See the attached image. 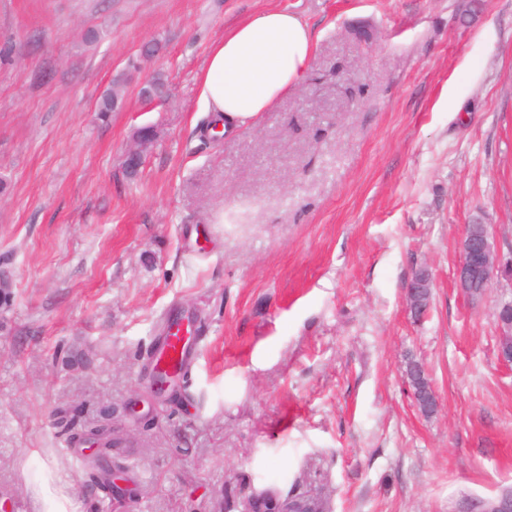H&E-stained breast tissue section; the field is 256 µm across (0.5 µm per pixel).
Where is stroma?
Segmentation results:
<instances>
[{"instance_id": "obj_1", "label": "stroma", "mask_w": 512, "mask_h": 512, "mask_svg": "<svg viewBox=\"0 0 512 512\" xmlns=\"http://www.w3.org/2000/svg\"><path fill=\"white\" fill-rule=\"evenodd\" d=\"M268 6L318 35L310 76L205 138L209 49ZM120 76L125 105L101 117ZM158 76L165 95L147 98ZM476 217L512 258V0H0V504L112 512L64 415L120 431L126 512H238L272 486L326 512L512 491L495 316L512 281L479 305L456 284ZM183 310L197 353L165 400L146 363ZM405 371L411 388L419 393L422 401H426L433 394V389L423 366L418 361L409 359Z\"/></svg>"}]
</instances>
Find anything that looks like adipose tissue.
Here are the masks:
<instances>
[{
    "mask_svg": "<svg viewBox=\"0 0 512 512\" xmlns=\"http://www.w3.org/2000/svg\"><path fill=\"white\" fill-rule=\"evenodd\" d=\"M315 50L296 12L273 8L244 18L212 46L201 78L204 111L222 117L224 135L239 132L305 83Z\"/></svg>",
    "mask_w": 512,
    "mask_h": 512,
    "instance_id": "1",
    "label": "adipose tissue"
}]
</instances>
